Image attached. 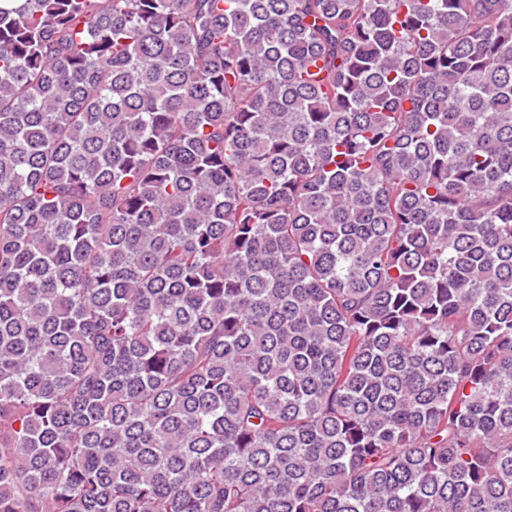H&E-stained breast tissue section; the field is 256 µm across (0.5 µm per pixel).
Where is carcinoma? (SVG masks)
<instances>
[{"instance_id":"carcinoma-1","label":"carcinoma","mask_w":512,"mask_h":512,"mask_svg":"<svg viewBox=\"0 0 512 512\" xmlns=\"http://www.w3.org/2000/svg\"><path fill=\"white\" fill-rule=\"evenodd\" d=\"M0 512H512V0H0Z\"/></svg>"}]
</instances>
